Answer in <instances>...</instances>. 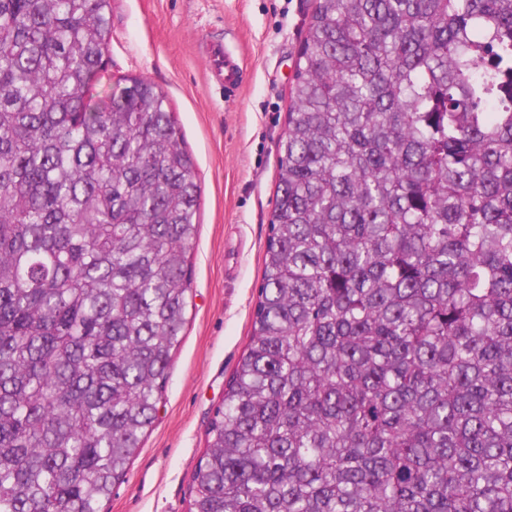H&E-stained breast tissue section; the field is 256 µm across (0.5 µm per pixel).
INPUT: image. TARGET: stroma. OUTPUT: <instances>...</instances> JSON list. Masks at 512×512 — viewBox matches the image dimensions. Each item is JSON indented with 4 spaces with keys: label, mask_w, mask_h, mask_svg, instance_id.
<instances>
[{
    "label": "stroma",
    "mask_w": 512,
    "mask_h": 512,
    "mask_svg": "<svg viewBox=\"0 0 512 512\" xmlns=\"http://www.w3.org/2000/svg\"><path fill=\"white\" fill-rule=\"evenodd\" d=\"M312 0H112L107 66L91 90L126 75L168 98L201 185L193 305L157 419L100 512H189L205 428L249 338L278 180V143ZM246 59L238 98L205 65L210 44Z\"/></svg>",
    "instance_id": "stroma-1"
}]
</instances>
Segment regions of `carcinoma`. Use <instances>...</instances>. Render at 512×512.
<instances>
[{"instance_id": "cac0c4a2", "label": "carcinoma", "mask_w": 512, "mask_h": 512, "mask_svg": "<svg viewBox=\"0 0 512 512\" xmlns=\"http://www.w3.org/2000/svg\"><path fill=\"white\" fill-rule=\"evenodd\" d=\"M112 0H0V512H98L157 417L201 187L109 101ZM512 0H313L190 512H512Z\"/></svg>"}]
</instances>
